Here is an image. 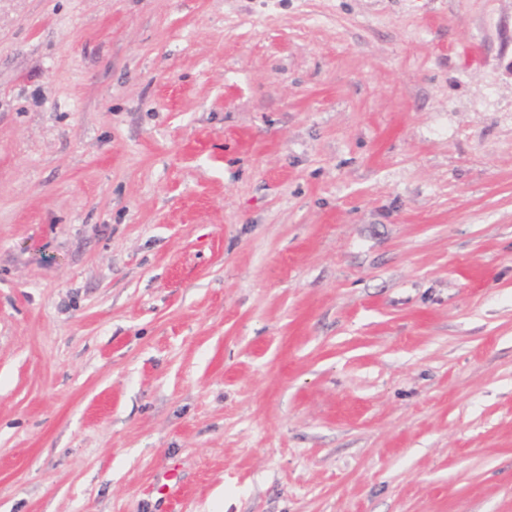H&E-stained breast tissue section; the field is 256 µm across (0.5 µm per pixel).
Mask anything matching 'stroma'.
I'll return each mask as SVG.
<instances>
[{
	"mask_svg": "<svg viewBox=\"0 0 512 512\" xmlns=\"http://www.w3.org/2000/svg\"><path fill=\"white\" fill-rule=\"evenodd\" d=\"M0 512H512V0H0Z\"/></svg>",
	"mask_w": 512,
	"mask_h": 512,
	"instance_id": "35a3bbf8",
	"label": "stroma"
}]
</instances>
